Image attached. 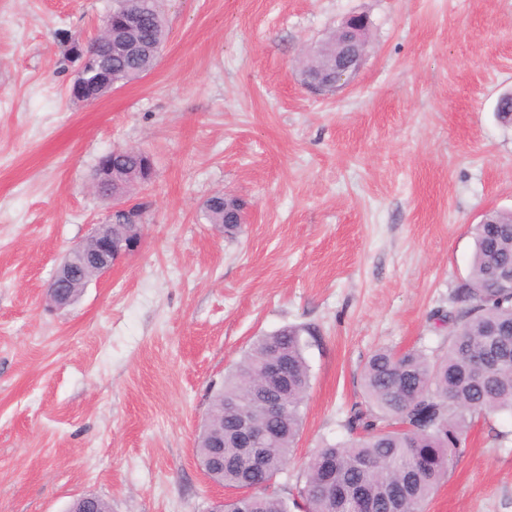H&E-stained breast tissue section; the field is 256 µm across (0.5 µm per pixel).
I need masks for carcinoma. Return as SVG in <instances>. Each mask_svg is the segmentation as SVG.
<instances>
[{
    "label": "carcinoma",
    "instance_id": "cac0c4a2",
    "mask_svg": "<svg viewBox=\"0 0 512 512\" xmlns=\"http://www.w3.org/2000/svg\"><path fill=\"white\" fill-rule=\"evenodd\" d=\"M146 17L131 32L112 30V41L127 39L153 45L167 39L160 0H143ZM97 52L112 69L114 86L124 85L155 68L148 54L128 56L111 51L108 42ZM112 165L142 186V160L117 153ZM210 224L224 225V193L210 197L204 207ZM512 268V211H493L487 223L475 227L470 271L452 295L448 309L451 338L448 351L431 358L419 350L380 349L362 370L363 406H352L344 427L347 443H326L309 460L304 480L293 488H269L290 461L302 427V408L310 389V368L304 355L306 340L315 338L309 327L285 326L259 337L235 370L211 395L208 426L224 428V453L213 459L210 436L199 434L197 458L208 476L228 488L252 486L255 492L224 512H360L363 502L375 512H388L400 499V512H425V506L448 474L475 418L512 412V286L502 284L497 272ZM494 325L504 336H488ZM288 365V385L282 399L284 415L266 420L252 396L267 389L262 367L272 359ZM249 416L267 433L264 464L254 470L248 456L236 446L240 415ZM332 460L335 465L327 469ZM338 494H331V489Z\"/></svg>",
    "mask_w": 512,
    "mask_h": 512
}]
</instances>
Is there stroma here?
<instances>
[{
  "mask_svg": "<svg viewBox=\"0 0 512 512\" xmlns=\"http://www.w3.org/2000/svg\"><path fill=\"white\" fill-rule=\"evenodd\" d=\"M114 0H0V512H206L196 444L211 391L252 343L310 325L303 430L278 485L343 442L377 349L446 352L440 318L474 228L512 210V0H163L157 68L71 98L73 41ZM370 20L363 63L323 96L304 49ZM138 147L137 252L48 308L63 256L104 223L98 160ZM241 199L233 234L208 224ZM426 512H512V414L479 420ZM234 198V197H233ZM232 197H229L228 195H225L224 192H217L215 195L210 197L205 204L204 207V216L205 219L208 221L209 224H219L223 225V230L226 233L224 229V207L226 206H233L231 203Z\"/></svg>",
  "mask_w": 512,
  "mask_h": 512,
  "instance_id": "1",
  "label": "stroma"
}]
</instances>
